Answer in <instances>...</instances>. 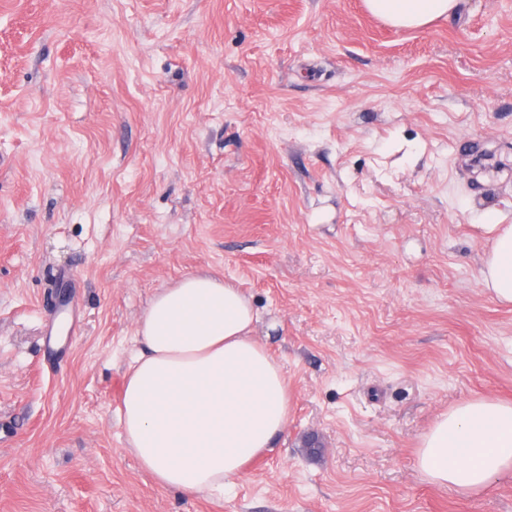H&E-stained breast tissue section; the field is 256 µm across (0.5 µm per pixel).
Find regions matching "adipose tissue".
Returning a JSON list of instances; mask_svg holds the SVG:
<instances>
[{
	"mask_svg": "<svg viewBox=\"0 0 512 512\" xmlns=\"http://www.w3.org/2000/svg\"><path fill=\"white\" fill-rule=\"evenodd\" d=\"M397 28L451 16L460 0H364ZM482 284L512 303V225L491 224ZM255 313L239 288L207 273L159 290L137 324L120 415L127 445L163 489L200 495L235 485L248 463L288 427L280 365L252 334ZM430 482L465 495L512 470V403L476 399L442 414L419 443Z\"/></svg>",
	"mask_w": 512,
	"mask_h": 512,
	"instance_id": "1",
	"label": "adipose tissue"
}]
</instances>
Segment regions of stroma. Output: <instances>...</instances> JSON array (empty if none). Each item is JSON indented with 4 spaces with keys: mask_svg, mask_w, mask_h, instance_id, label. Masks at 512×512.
<instances>
[{
    "mask_svg": "<svg viewBox=\"0 0 512 512\" xmlns=\"http://www.w3.org/2000/svg\"><path fill=\"white\" fill-rule=\"evenodd\" d=\"M512 0H0V512H512L421 436L512 401ZM250 297L288 428L224 494L156 486L119 408L152 295ZM461 0H364L367 10L397 28H421L448 18ZM493 233L492 245L483 260L482 284L495 298L512 303V225L485 224Z\"/></svg>",
    "mask_w": 512,
    "mask_h": 512,
    "instance_id": "35a3bbf8",
    "label": "stroma"
}]
</instances>
